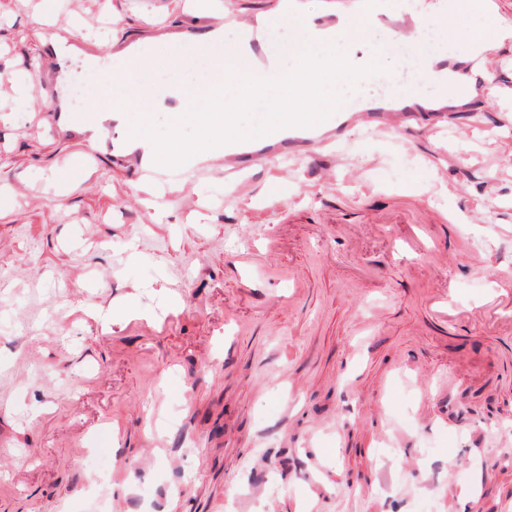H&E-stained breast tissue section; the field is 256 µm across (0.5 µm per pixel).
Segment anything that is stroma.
<instances>
[{"instance_id": "obj_1", "label": "stroma", "mask_w": 512, "mask_h": 512, "mask_svg": "<svg viewBox=\"0 0 512 512\" xmlns=\"http://www.w3.org/2000/svg\"><path fill=\"white\" fill-rule=\"evenodd\" d=\"M276 2L0 0V73L44 77L50 34L73 31L84 94L103 85L87 57L132 42L137 95L161 71L196 84L172 36ZM485 55L472 77L496 102L158 195L116 157L58 195L88 142L0 80V512H131L169 480L162 512H512V296L493 277L512 264V178L481 161L512 169V41ZM415 224L441 260L405 251ZM271 236L298 283L239 263Z\"/></svg>"}]
</instances>
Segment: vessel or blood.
<instances>
[{
  "label": "vessel or blood",
  "mask_w": 512,
  "mask_h": 512,
  "mask_svg": "<svg viewBox=\"0 0 512 512\" xmlns=\"http://www.w3.org/2000/svg\"><path fill=\"white\" fill-rule=\"evenodd\" d=\"M423 24V17L410 8L394 6L391 0H328L323 16L308 21V35L340 30L351 25L367 31L390 28L397 43L411 50L417 62L415 69L405 68L399 72V82H408L413 71L417 70L447 75L448 85L437 94L424 98L410 95L393 99L383 94L365 105L345 103L328 119L316 125L288 127L271 141L225 144L219 151L196 154L177 167L156 161L153 143L146 138L133 136L126 115L120 108L100 107L93 98L86 99L81 108H72L69 98L61 93L58 84L59 73L71 70L70 56L57 59L55 72L47 74L40 81L38 89L50 102L49 122L53 131L92 144L90 151L64 163V175L83 177L102 157L121 154L134 159L139 181L170 187L186 178H209L213 167L220 164L236 167L239 160L247 155L274 163L285 162L292 157L298 145L344 142L346 131L352 126L365 127L375 135L388 134L419 113L432 116L469 107L478 98L477 87L468 81L464 67L456 57L443 49L420 43L419 32ZM240 29L243 33L241 45L253 55L256 68L271 77L282 73L274 39L263 24L258 21L244 23ZM431 237L430 225L418 224L406 238L405 245L413 254L422 255Z\"/></svg>",
  "instance_id": "1"
}]
</instances>
